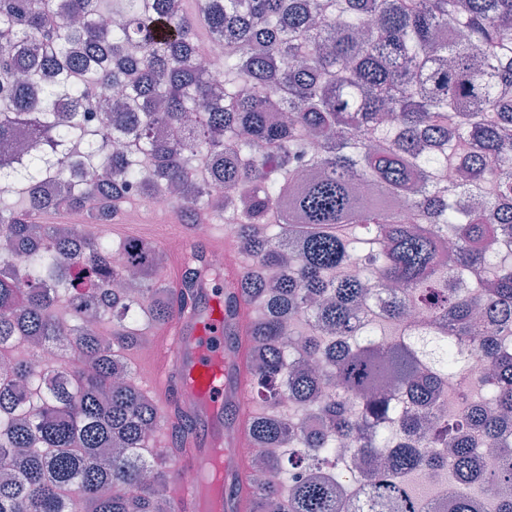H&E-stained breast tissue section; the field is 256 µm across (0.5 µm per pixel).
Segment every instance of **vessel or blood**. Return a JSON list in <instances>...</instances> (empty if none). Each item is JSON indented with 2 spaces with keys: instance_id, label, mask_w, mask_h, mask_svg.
<instances>
[{
  "instance_id": "1",
  "label": "vessel or blood",
  "mask_w": 512,
  "mask_h": 512,
  "mask_svg": "<svg viewBox=\"0 0 512 512\" xmlns=\"http://www.w3.org/2000/svg\"><path fill=\"white\" fill-rule=\"evenodd\" d=\"M197 296L201 321L176 323L166 331L150 381L159 391L176 393L161 404L165 424L178 422L179 408L189 404L194 422L205 428L203 435L185 437L172 457L183 486L181 512H245L244 462L229 453L242 442L243 429L225 425L224 406L247 408L250 387L224 334L223 297L209 288Z\"/></svg>"
}]
</instances>
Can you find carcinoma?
I'll return each mask as SVG.
<instances>
[{
    "instance_id": "cac0c4a2",
    "label": "carcinoma",
    "mask_w": 512,
    "mask_h": 512,
    "mask_svg": "<svg viewBox=\"0 0 512 512\" xmlns=\"http://www.w3.org/2000/svg\"><path fill=\"white\" fill-rule=\"evenodd\" d=\"M200 20L223 39L219 80ZM314 140L300 179L291 159ZM21 144L0 164V359L27 350L0 368V512H177L167 453L142 454L158 401L120 349L146 336L144 310L197 320L208 277L265 409L244 428L273 479L245 460L248 512H348L345 450L386 460L357 512H423L406 478L445 468L463 484L449 512H473L477 487L512 512V330L479 313L512 319V0H199L196 18L184 0H0V146ZM128 183L224 216L253 269L227 275L190 245L174 285L131 240L135 292L104 295L100 272L123 276L112 244L39 216L109 223ZM409 309L438 329L416 332ZM438 399L474 414L436 417ZM481 444L502 465L477 472ZM66 218H69V219L81 224L87 233H91V232L96 233V231H93V228L89 227V226H93L96 224H86V218H85L84 214H82V213L70 212V211H53V212H49L46 216L47 222L52 223V224L57 223L58 228L66 229L72 233L74 230L77 229V225L70 221L60 222L62 220H66ZM58 222H60V223H58Z\"/></svg>"
}]
</instances>
